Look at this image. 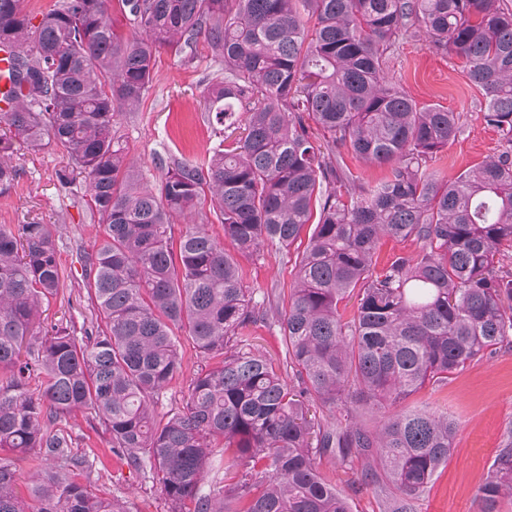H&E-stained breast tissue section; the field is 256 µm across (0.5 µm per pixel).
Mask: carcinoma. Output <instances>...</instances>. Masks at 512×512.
I'll return each instance as SVG.
<instances>
[{
	"instance_id": "carcinoma-1",
	"label": "carcinoma",
	"mask_w": 512,
	"mask_h": 512,
	"mask_svg": "<svg viewBox=\"0 0 512 512\" xmlns=\"http://www.w3.org/2000/svg\"><path fill=\"white\" fill-rule=\"evenodd\" d=\"M131 27L126 32L125 27ZM462 60L481 117L505 149L450 179L428 162L455 141L460 116L417 108L389 78L403 34ZM0 41L16 50L17 105L0 113V196L20 179L13 145L63 150L84 176L102 242L83 287L103 325L56 328L31 342L44 300L63 286L54 224L0 225V512H125L75 479L89 468L62 423L76 411L111 436L112 453L148 470L169 512H351L318 469L363 459L358 484L412 503L448 463L456 424L410 408L425 385L512 339V9L501 0H59L25 11L0 0ZM224 63L206 89L208 122L241 136L202 161L157 158L149 184L117 135L142 103L156 54ZM347 149L387 174L364 183ZM209 204L230 252L203 224H174ZM288 291L245 285L239 255L281 258L309 223ZM384 238L416 250L378 266ZM358 299L346 317L341 304ZM279 328L292 381L252 349ZM213 362L182 408L159 414L183 373L176 332ZM42 379V392L29 382ZM383 415L370 430L309 411ZM224 475L202 491L216 452ZM27 492L17 489L19 465ZM482 512L512 502V430L478 489Z\"/></svg>"
}]
</instances>
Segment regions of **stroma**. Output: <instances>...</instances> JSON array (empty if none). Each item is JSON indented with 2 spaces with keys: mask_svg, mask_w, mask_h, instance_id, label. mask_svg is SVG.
Wrapping results in <instances>:
<instances>
[{
  "mask_svg": "<svg viewBox=\"0 0 512 512\" xmlns=\"http://www.w3.org/2000/svg\"><path fill=\"white\" fill-rule=\"evenodd\" d=\"M224 65L199 46L193 61L160 51L153 83L140 108L118 116L116 129L138 170L150 181L162 171L157 157L175 155L203 160L219 135L204 122L206 85L223 74ZM387 72L405 94L420 106H439L461 115L462 132L437 157L434 167L453 177L501 152L495 128L481 118L479 91L463 73L459 60L430 48L425 37L404 36L390 55ZM13 163L21 169L14 190L0 196V224H55L58 257L65 272L62 292L44 306L39 336L53 326L83 336L96 325L93 302L81 284L83 259L93 252L100 232L85 205V184L76 181L62 189L57 174L68 164L59 149L31 152L15 147ZM247 283L265 292L289 287L293 263L272 255L240 258ZM446 410L457 424L454 450L447 465L419 500L414 512H481L478 488L484 482L504 433L512 427V345L473 361L452 375L447 384L424 387L409 399ZM68 427L77 440L76 452L88 455L89 469L79 479L99 495L119 501L126 512H168L158 486L113 454L110 436L90 427L85 413L73 414ZM321 473L335 479L352 512H385L389 493L374 485L356 486L335 460L324 457Z\"/></svg>",
  "mask_w": 512,
  "mask_h": 512,
  "instance_id": "1",
  "label": "stroma"
}]
</instances>
